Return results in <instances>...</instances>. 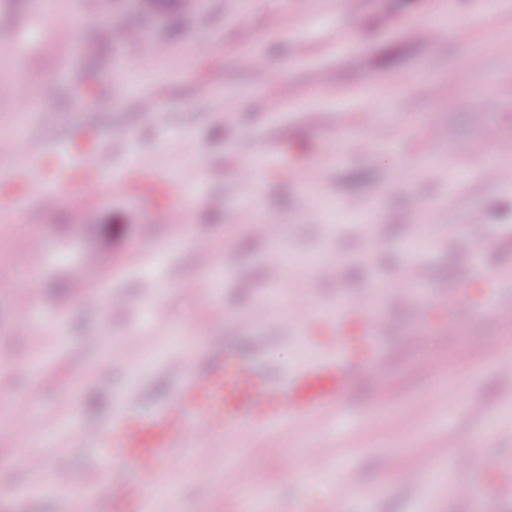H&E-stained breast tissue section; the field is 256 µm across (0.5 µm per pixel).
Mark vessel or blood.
Returning a JSON list of instances; mask_svg holds the SVG:
<instances>
[{
    "instance_id": "vessel-or-blood-1",
    "label": "vessel or blood",
    "mask_w": 512,
    "mask_h": 512,
    "mask_svg": "<svg viewBox=\"0 0 512 512\" xmlns=\"http://www.w3.org/2000/svg\"><path fill=\"white\" fill-rule=\"evenodd\" d=\"M378 335L372 320L364 335L340 336L336 343L369 363L376 356ZM348 383L345 364L336 360L309 367L281 387L239 362L232 346L217 348L204 376L189 380L151 416L127 412L97 425V479L90 486L71 488L68 512H86L88 499L115 485L124 488L137 512H152L149 492L166 480L168 463L185 444L217 424L230 432L281 418L314 417L334 406ZM237 494L244 512H275V494L256 490L252 481L241 480Z\"/></svg>"
}]
</instances>
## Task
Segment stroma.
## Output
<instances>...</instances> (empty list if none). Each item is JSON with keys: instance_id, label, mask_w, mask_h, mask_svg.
<instances>
[{"instance_id": "stroma-1", "label": "stroma", "mask_w": 512, "mask_h": 512, "mask_svg": "<svg viewBox=\"0 0 512 512\" xmlns=\"http://www.w3.org/2000/svg\"><path fill=\"white\" fill-rule=\"evenodd\" d=\"M85 2L0 0V512H66L19 490L95 479L129 392L224 343L280 384L370 312L335 408L190 443L159 512H237L242 475L301 512H512V0ZM367 323L369 331L363 336L348 338L345 336H338V333H336V343L350 355L365 363H371L376 356L379 331L378 323L374 319H368Z\"/></svg>"}]
</instances>
